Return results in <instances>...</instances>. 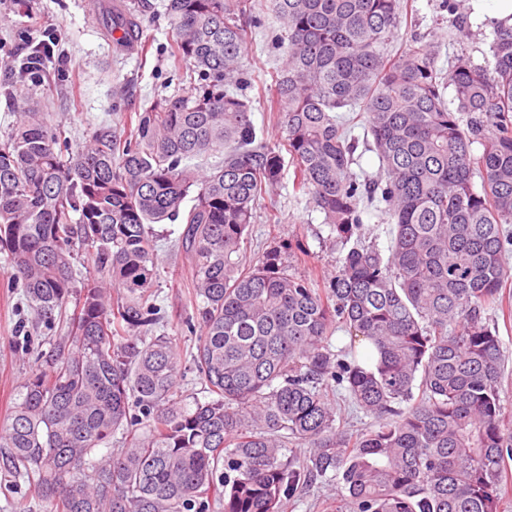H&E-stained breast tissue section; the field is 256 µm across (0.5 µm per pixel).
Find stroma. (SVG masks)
<instances>
[{
	"mask_svg": "<svg viewBox=\"0 0 512 512\" xmlns=\"http://www.w3.org/2000/svg\"><path fill=\"white\" fill-rule=\"evenodd\" d=\"M164 0H149L145 10H135L139 28L135 41L117 46L108 20L94 11L93 0H29L25 12H17L12 0H0V68L13 60L19 45L40 38L43 31L60 35L48 60V74L33 94L48 123L63 127L71 147L80 146L89 133L102 124L115 125L122 110L143 104L157 95L172 93L177 85L170 55L173 32L164 14ZM262 25L248 38L245 59L253 101L252 119L267 141H279L282 133L272 112L263 104L272 72L279 66L280 52L271 45L279 31L273 0H251ZM413 16L402 22L401 33H414L438 41V70L451 61L467 58L476 64L490 56L493 24L483 0H465L460 13L448 11L444 0H411ZM466 14L468 28L459 32L458 14ZM293 175L284 172L276 195L260 200L253 231L243 246L244 262H251L269 249H277L289 273L310 278L323 287L334 275L344 249L330 237L322 214L313 208L308 194L295 191ZM279 212L282 222H267L269 212ZM179 224L152 227L156 277L153 291L165 315L163 330L173 339L180 358L181 378L177 387L184 402L207 400L205 382L192 365L198 336L189 332L187 319L202 305L191 289V264L179 245ZM6 254L0 253V422L21 385L36 368L44 366L51 351L64 342L67 325L46 328L38 323L22 288L13 287L7 276ZM507 305L490 306L484 312L499 330L504 355L501 399L512 411V287L506 290ZM49 504L38 497L28 481L0 483V512H49Z\"/></svg>",
	"mask_w": 512,
	"mask_h": 512,
	"instance_id": "1",
	"label": "stroma"
}]
</instances>
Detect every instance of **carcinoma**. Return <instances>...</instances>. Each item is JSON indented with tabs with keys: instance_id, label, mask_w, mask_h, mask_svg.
Here are the masks:
<instances>
[{
	"instance_id": "cac0c4a2",
	"label": "carcinoma",
	"mask_w": 512,
	"mask_h": 512,
	"mask_svg": "<svg viewBox=\"0 0 512 512\" xmlns=\"http://www.w3.org/2000/svg\"><path fill=\"white\" fill-rule=\"evenodd\" d=\"M284 51L265 96L285 136L251 119L249 0H168L178 81L75 153L30 107L0 142V253L38 319L67 322L59 350L0 429V476L24 477L51 512H288L331 475L335 512H502L512 493V416L501 403L498 328L483 319L512 277V25L491 62L436 69V43L394 54L404 0H274ZM4 93L31 80L29 58ZM451 90L456 109L446 103ZM359 111L379 175L351 171ZM224 151L201 173L197 159ZM348 249L324 288L280 252H239L284 166ZM480 183H475L474 178ZM191 205L184 206L185 199ZM395 220L388 252L362 242L375 201ZM184 225L211 397H176L149 226ZM97 274L75 289V247ZM341 327L350 344L328 336ZM372 418L340 423L336 393ZM136 404L150 418L136 433ZM124 446L98 456L119 428Z\"/></svg>"
}]
</instances>
